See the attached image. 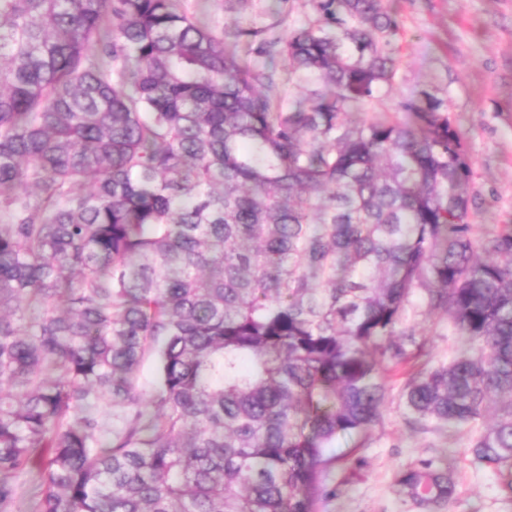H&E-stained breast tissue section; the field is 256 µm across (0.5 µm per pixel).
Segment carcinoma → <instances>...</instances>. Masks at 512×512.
<instances>
[{
    "instance_id": "obj_1",
    "label": "carcinoma",
    "mask_w": 512,
    "mask_h": 512,
    "mask_svg": "<svg viewBox=\"0 0 512 512\" xmlns=\"http://www.w3.org/2000/svg\"><path fill=\"white\" fill-rule=\"evenodd\" d=\"M316 7L228 42L182 0H0V512H312L399 366L407 426L512 489V225L469 224L439 103L355 116L395 77L386 0ZM398 483L456 499L451 465ZM410 313L414 318L417 334L426 337L434 336L435 354L439 357H448L451 345V341H448V316L429 314L425 310L422 295L419 291L412 298Z\"/></svg>"
}]
</instances>
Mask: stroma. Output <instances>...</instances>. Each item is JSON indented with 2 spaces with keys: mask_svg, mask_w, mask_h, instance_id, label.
<instances>
[{
  "mask_svg": "<svg viewBox=\"0 0 512 512\" xmlns=\"http://www.w3.org/2000/svg\"><path fill=\"white\" fill-rule=\"evenodd\" d=\"M188 13L205 11L220 34L258 29L264 37L287 39L314 22L313 0H184ZM399 23L396 74L389 89L361 107L360 116L400 112L424 96L437 101L449 121L467 130L472 162L470 224L484 231L512 225V0H389ZM416 332L435 340L446 356L448 318L428 313L421 294L410 306ZM402 376L387 381L390 392L383 425L366 447L338 440L329 453L336 461L325 473L324 491L313 512H512V492L498 476L478 466L469 437L413 434L396 394ZM455 460L458 497L427 508L402 493L397 480L423 460Z\"/></svg>",
  "mask_w": 512,
  "mask_h": 512,
  "instance_id": "1",
  "label": "stroma"
}]
</instances>
